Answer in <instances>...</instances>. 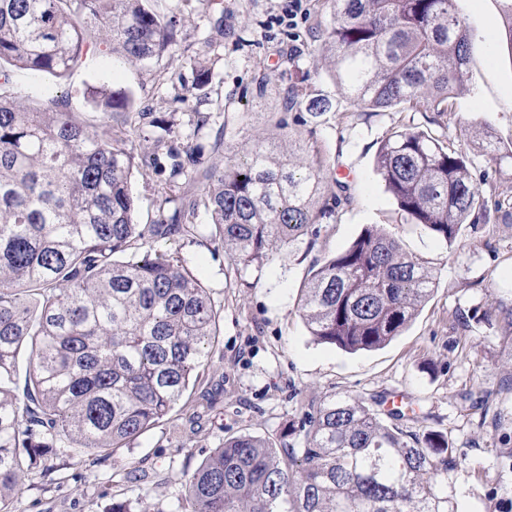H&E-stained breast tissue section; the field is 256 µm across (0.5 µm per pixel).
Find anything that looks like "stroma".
Listing matches in <instances>:
<instances>
[{
    "mask_svg": "<svg viewBox=\"0 0 512 512\" xmlns=\"http://www.w3.org/2000/svg\"><path fill=\"white\" fill-rule=\"evenodd\" d=\"M288 2L150 0L155 12L179 22L176 62L164 59L146 71L93 57L61 78L15 72L19 96H68L88 123L98 120L84 100L89 87L105 83L133 93L138 109L127 128L154 155L132 181L141 226L201 197L199 173L188 168L172 176L173 154L191 147L204 165H220L256 138L278 139L287 128L300 131L324 159L326 193L343 194L334 218L312 225L288 252L273 253L260 267L234 265L211 237L202 207L197 231L147 237L128 250L131 258L152 248L184 258L207 288L220 315L219 334L189 395L209 392L213 407L193 420L177 405L129 447L98 461L79 453L48 458L25 473L16 512H111L113 503L132 505L141 497L157 512H186L187 478L225 438L279 437L299 408L334 394L368 400L389 393L414 408L411 430L440 431L453 442L447 490L458 512H512V341L499 321L501 309L512 307V163H487L471 139H456L455 148L473 162L488 219L463 225L451 243L405 223L374 170L381 141L404 127L454 135L467 124L474 135L489 127L502 141L512 140L505 0H457L474 39L463 88L438 119L429 111H357L338 95L317 51L328 0H303L306 17L294 27ZM200 65L209 71L202 87ZM294 87L327 99L328 109L314 118L306 106H289ZM371 224L427 261L437 280L400 336L383 349L351 355L313 340L297 299L312 270Z\"/></svg>",
    "mask_w": 512,
    "mask_h": 512,
    "instance_id": "obj_1",
    "label": "stroma"
}]
</instances>
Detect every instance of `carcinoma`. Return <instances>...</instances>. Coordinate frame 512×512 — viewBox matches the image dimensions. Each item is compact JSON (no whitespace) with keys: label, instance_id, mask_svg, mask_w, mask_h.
Masks as SVG:
<instances>
[{"label":"carcinoma","instance_id":"obj_1","mask_svg":"<svg viewBox=\"0 0 512 512\" xmlns=\"http://www.w3.org/2000/svg\"><path fill=\"white\" fill-rule=\"evenodd\" d=\"M147 3L0 0V512H15L24 469L47 455L104 456L164 420L217 334V311L187 261L157 250L119 259L147 231L165 239L197 229L193 207L147 231L134 221L142 156L110 125L132 110V95L91 88L95 125L63 96L13 92L19 69L63 75L89 55L141 68L174 58L176 24ZM319 38L338 93L372 112L448 111L472 43L456 0H331ZM293 142L282 153L259 140L204 176L212 234L238 266L262 265L336 214L321 161ZM476 148L488 162L512 160V143L489 133ZM374 169L404 221L447 243L485 211L470 161L441 136L395 131ZM435 285L432 267L369 225L312 271L299 315L319 343L377 350ZM380 405L333 395L288 424L289 442L224 439L186 481L191 512H454L448 436L407 430L403 411Z\"/></svg>","mask_w":512,"mask_h":512}]
</instances>
